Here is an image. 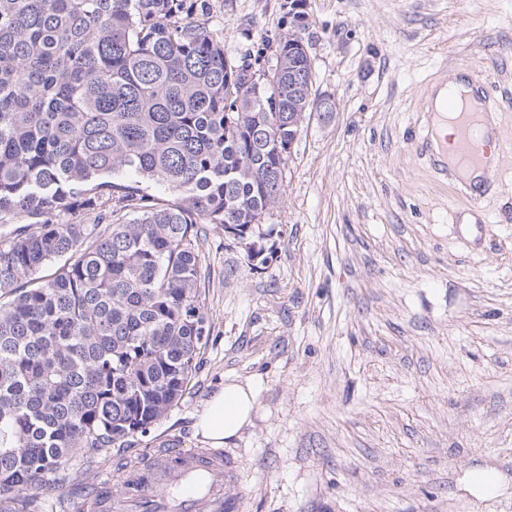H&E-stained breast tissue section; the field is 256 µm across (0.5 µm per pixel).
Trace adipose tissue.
Instances as JSON below:
<instances>
[{"instance_id":"1","label":"adipose tissue","mask_w":512,"mask_h":512,"mask_svg":"<svg viewBox=\"0 0 512 512\" xmlns=\"http://www.w3.org/2000/svg\"><path fill=\"white\" fill-rule=\"evenodd\" d=\"M258 409L254 383L227 382L205 403L194 424L196 434L219 448L250 426Z\"/></svg>"}]
</instances>
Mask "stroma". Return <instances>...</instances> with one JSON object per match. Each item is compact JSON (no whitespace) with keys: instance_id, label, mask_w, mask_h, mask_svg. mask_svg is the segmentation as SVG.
Wrapping results in <instances>:
<instances>
[{"instance_id":"1","label":"stroma","mask_w":512,"mask_h":512,"mask_svg":"<svg viewBox=\"0 0 512 512\" xmlns=\"http://www.w3.org/2000/svg\"><path fill=\"white\" fill-rule=\"evenodd\" d=\"M284 0H207L228 52L276 39ZM317 93L275 252L251 269L209 224L211 327L180 402L149 433L76 462L43 512H82L101 477L161 449L202 447L195 416L226 381H255L252 426L225 453L237 512H512V168L472 210L424 154V96L468 65L505 96L512 0H307ZM476 223H451L458 212ZM497 474L492 493L474 474Z\"/></svg>"}]
</instances>
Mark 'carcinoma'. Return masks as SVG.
<instances>
[{"label": "carcinoma", "instance_id": "carcinoma-1", "mask_svg": "<svg viewBox=\"0 0 512 512\" xmlns=\"http://www.w3.org/2000/svg\"><path fill=\"white\" fill-rule=\"evenodd\" d=\"M206 0H0V512L147 433L210 335L203 225L249 243L283 200L314 84L297 37L241 91ZM167 187L159 195L155 185Z\"/></svg>", "mask_w": 512, "mask_h": 512}]
</instances>
